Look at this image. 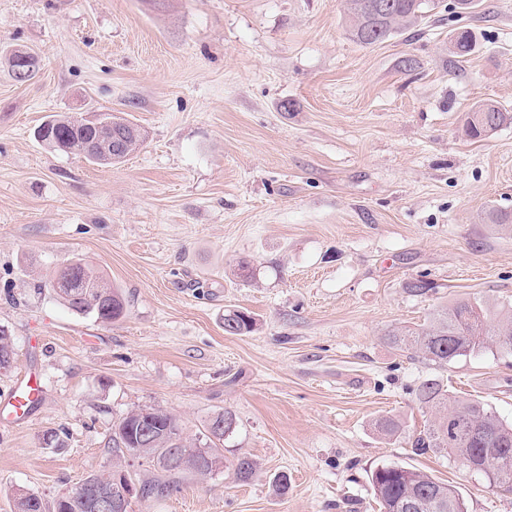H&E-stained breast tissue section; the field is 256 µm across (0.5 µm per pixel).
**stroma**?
<instances>
[{
  "label": "stroma",
  "instance_id": "35a3bbf8",
  "mask_svg": "<svg viewBox=\"0 0 512 512\" xmlns=\"http://www.w3.org/2000/svg\"><path fill=\"white\" fill-rule=\"evenodd\" d=\"M348 25L346 0H0V50L41 58L25 83L0 58V329L14 349L0 395L30 372L46 391L22 423L0 421V512L22 490L52 506L119 463L153 477L110 441L140 408L194 440L224 410L236 430L220 471L133 512H380L383 464L451 485L465 512H512V494L412 447L428 378L511 423L512 352L437 367L384 339L462 297L512 308V232L485 218L512 212V124L473 141L461 122L487 100L512 112V0H435L371 46ZM92 112L123 113L140 148L97 166L35 135ZM70 259L122 290L123 318L74 313L46 288ZM422 276L436 292L408 293ZM233 308L251 333L225 334ZM382 417L401 433L380 434ZM242 456L257 465L246 482Z\"/></svg>",
  "mask_w": 512,
  "mask_h": 512
}]
</instances>
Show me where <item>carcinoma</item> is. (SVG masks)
Listing matches in <instances>:
<instances>
[{"instance_id":"1","label":"carcinoma","mask_w":512,"mask_h":512,"mask_svg":"<svg viewBox=\"0 0 512 512\" xmlns=\"http://www.w3.org/2000/svg\"><path fill=\"white\" fill-rule=\"evenodd\" d=\"M433 0H348L351 36L363 45H373L395 33L416 26ZM472 35L457 33L452 39L454 53L465 58L472 52ZM512 124V113L504 111L493 101L478 104L463 113L464 134L473 140L493 136L501 127ZM38 139L54 141V150L76 153L98 165L123 161L141 145V133L127 119L110 113H99L91 119L56 116L37 130ZM92 138L102 139L101 147L87 152L84 143ZM78 281L75 288H60L65 277L57 268L48 287L71 311L93 315L103 322L116 321L126 311V299L120 288L112 285L93 265L76 261ZM254 318L243 310L224 313V333L232 336L253 331ZM393 348L435 364L439 367L463 356L486 349L512 351V310L500 309L477 297H465L451 304L437 306L424 324L416 328H393L386 334ZM421 404L434 412V419L415 436L412 445L422 454L443 449L464 464L467 457L482 448L512 450V425L504 423L486 404L474 399H456L436 379H426L417 388ZM224 418V431L216 434L207 429L208 442L188 444L183 437L180 421L163 411L142 408L123 417L113 431L116 449L137 448L143 458L158 467L161 475L151 481H141V499L169 492L180 475L192 473L209 475L223 463V455L212 442L231 437L236 423L233 415L224 411L212 419ZM150 420L153 436L147 441L139 438L140 423ZM480 427L489 441L467 443L464 438ZM179 449L176 463L167 458L171 449ZM489 487L497 492H512V460L501 464L494 459L484 474ZM376 498L384 512H465L464 503L456 490L427 473L398 465H382L371 474ZM16 512H45L41 496L22 490L15 497ZM54 512H93L91 498L60 496Z\"/></svg>"}]
</instances>
